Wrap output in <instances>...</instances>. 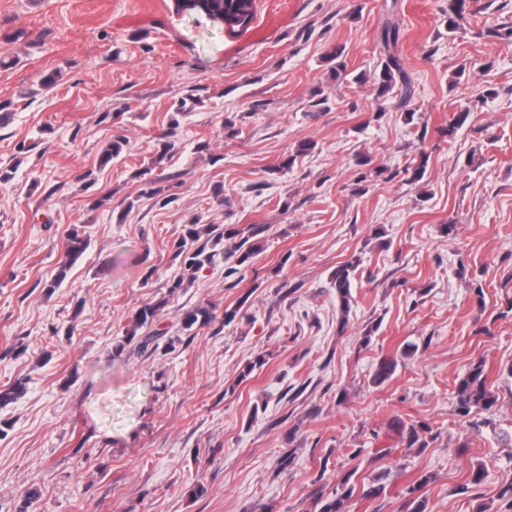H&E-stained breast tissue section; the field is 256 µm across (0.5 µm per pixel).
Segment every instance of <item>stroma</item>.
I'll return each instance as SVG.
<instances>
[{
	"mask_svg": "<svg viewBox=\"0 0 512 512\" xmlns=\"http://www.w3.org/2000/svg\"><path fill=\"white\" fill-rule=\"evenodd\" d=\"M255 6L234 35L175 0H0V388L26 386L0 408V512H310L346 478L348 512H407L412 485L426 512H512V0H467L453 31L448 0ZM389 18L410 122L377 95ZM195 217L264 225L261 251L240 269L223 239L173 292ZM156 303L174 347L136 352ZM479 364L496 402L466 411ZM358 260L348 261L336 268L333 273V283L337 295L341 301L342 312H348L350 308L351 284ZM161 304H147L141 307L135 314L132 325L125 331V339L131 344L135 338L134 350L139 353L148 351L155 352L159 348L160 336L164 335V331L158 328L152 329L153 323L158 316ZM145 329V332H141Z\"/></svg>",
	"mask_w": 512,
	"mask_h": 512,
	"instance_id": "1",
	"label": "stroma"
}]
</instances>
